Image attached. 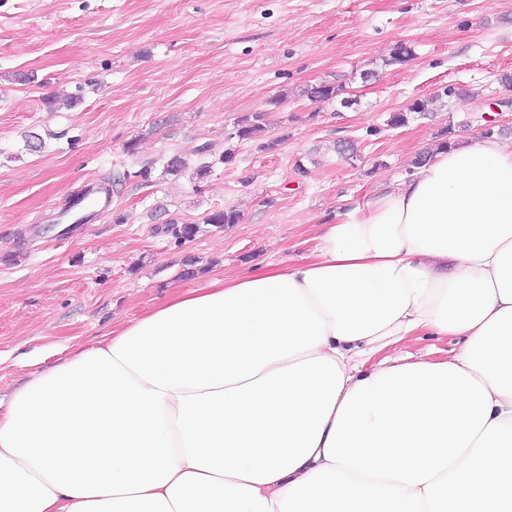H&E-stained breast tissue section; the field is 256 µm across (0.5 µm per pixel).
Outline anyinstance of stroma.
Segmentation results:
<instances>
[{"label":"stroma","mask_w":512,"mask_h":512,"mask_svg":"<svg viewBox=\"0 0 512 512\" xmlns=\"http://www.w3.org/2000/svg\"><path fill=\"white\" fill-rule=\"evenodd\" d=\"M402 44L411 56L393 61ZM506 74L512 0H0V404L176 294L299 260L318 225L404 176L445 132L511 138L512 112L490 108ZM321 81L344 100L307 98ZM451 84L466 96L390 125ZM56 93L79 103L51 110ZM256 112L278 150L232 138ZM205 145L234 163L201 183L165 170ZM144 168L149 180L127 181L95 223L58 224L87 183ZM218 208L239 223L205 224ZM177 222L200 231L180 242ZM456 348L408 336L365 366Z\"/></svg>","instance_id":"35a3bbf8"}]
</instances>
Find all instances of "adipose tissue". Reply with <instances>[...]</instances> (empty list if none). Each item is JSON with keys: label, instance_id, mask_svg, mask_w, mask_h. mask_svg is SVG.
Segmentation results:
<instances>
[{"label": "adipose tissue", "instance_id": "adipose-tissue-1", "mask_svg": "<svg viewBox=\"0 0 512 512\" xmlns=\"http://www.w3.org/2000/svg\"><path fill=\"white\" fill-rule=\"evenodd\" d=\"M431 153L302 260L33 373L0 416V512H512V139ZM421 332L452 359L362 370Z\"/></svg>", "mask_w": 512, "mask_h": 512}]
</instances>
